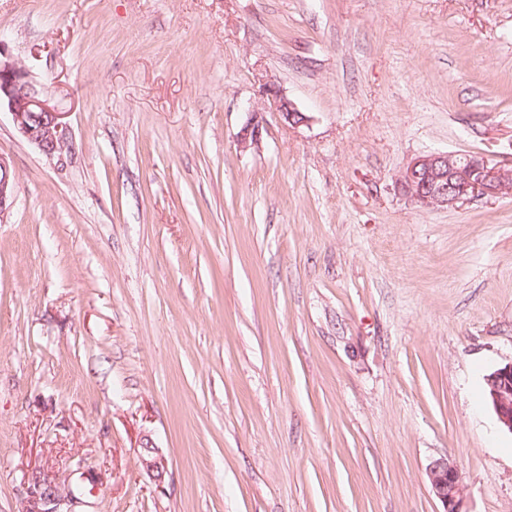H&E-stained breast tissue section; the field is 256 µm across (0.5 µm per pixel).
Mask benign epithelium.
Segmentation results:
<instances>
[{"mask_svg":"<svg viewBox=\"0 0 512 512\" xmlns=\"http://www.w3.org/2000/svg\"><path fill=\"white\" fill-rule=\"evenodd\" d=\"M263 93L291 125L308 123L309 117L297 110L272 84ZM10 114L17 133L44 155L61 157L68 144L66 113L45 92L42 83L7 57L0 47V110ZM260 112L253 110L238 134L246 147L261 138ZM402 193L425 208L448 209L467 200L496 197L512 190V168L492 164L473 154L430 152L410 160L397 180ZM16 197V177L10 160L0 155V223L11 210ZM487 400L500 426L512 433V362L493 372L488 379ZM142 467L160 479L165 461L146 445L140 455ZM428 478L444 512H465L464 485L458 468L446 458L435 460ZM76 503L69 491L61 489L55 474L34 471L28 476L27 498L21 512H72Z\"/></svg>","mask_w":512,"mask_h":512,"instance_id":"7a95c632","label":"benign epithelium"}]
</instances>
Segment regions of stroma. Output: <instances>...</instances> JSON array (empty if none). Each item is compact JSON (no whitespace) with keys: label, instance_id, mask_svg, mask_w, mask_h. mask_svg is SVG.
Returning a JSON list of instances; mask_svg holds the SVG:
<instances>
[{"label":"stroma","instance_id":"obj_1","mask_svg":"<svg viewBox=\"0 0 512 512\" xmlns=\"http://www.w3.org/2000/svg\"><path fill=\"white\" fill-rule=\"evenodd\" d=\"M0 43L70 141L0 112V512L36 470L74 512H443L439 458L512 512V193L397 185L512 167V0H0ZM263 93L275 107V110L281 114L283 119L291 125L299 126L308 123L309 117L303 112L297 110L294 105L280 94L272 84H266L263 87ZM260 119L259 111L252 110L250 112V118L238 134V143L241 147L245 148L248 145L258 143L262 134V121ZM397 184L421 207L448 209L467 200L511 192L512 168L473 154L430 152L411 159ZM16 197V177L10 160L0 155V223L11 210ZM490 376L487 400L500 426L512 433V361L498 368Z\"/></svg>","mask_w":512,"mask_h":512}]
</instances>
